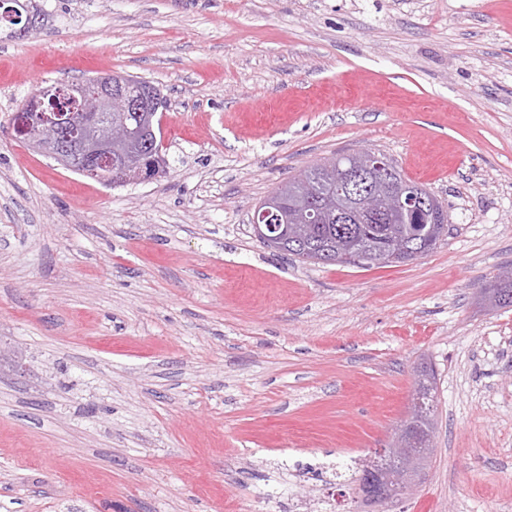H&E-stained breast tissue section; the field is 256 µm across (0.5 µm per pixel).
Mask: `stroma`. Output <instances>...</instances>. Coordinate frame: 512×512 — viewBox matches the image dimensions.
I'll list each match as a JSON object with an SVG mask.
<instances>
[{"label": "stroma", "mask_w": 512, "mask_h": 512, "mask_svg": "<svg viewBox=\"0 0 512 512\" xmlns=\"http://www.w3.org/2000/svg\"><path fill=\"white\" fill-rule=\"evenodd\" d=\"M0 41V512H358L436 377V453L390 512H512V0H43ZM150 81L165 176L107 187L16 137L32 77ZM375 94L368 107L364 89ZM370 149L448 208L424 258L304 264L255 208ZM502 271L494 277L489 284L487 293L495 298L496 303L491 306L498 308H507L512 306V264L502 267Z\"/></svg>", "instance_id": "35a3bbf8"}]
</instances>
